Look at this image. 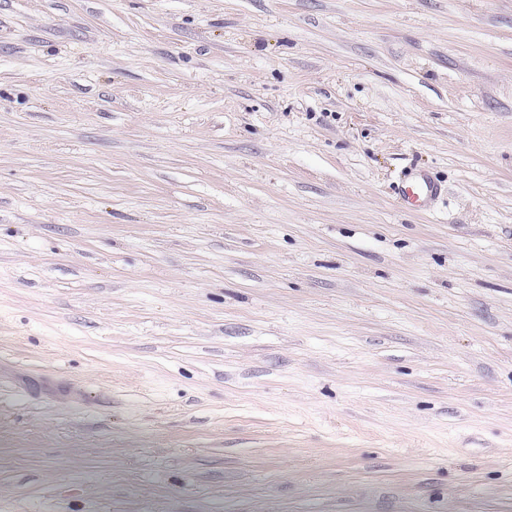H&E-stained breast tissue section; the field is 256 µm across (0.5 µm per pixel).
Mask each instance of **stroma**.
I'll return each instance as SVG.
<instances>
[{
	"instance_id": "1",
	"label": "stroma",
	"mask_w": 512,
	"mask_h": 512,
	"mask_svg": "<svg viewBox=\"0 0 512 512\" xmlns=\"http://www.w3.org/2000/svg\"><path fill=\"white\" fill-rule=\"evenodd\" d=\"M0 512H512V0H0ZM441 194L440 185L433 180L427 171L420 169L407 170L398 185V195L403 204L414 207H426Z\"/></svg>"
}]
</instances>
